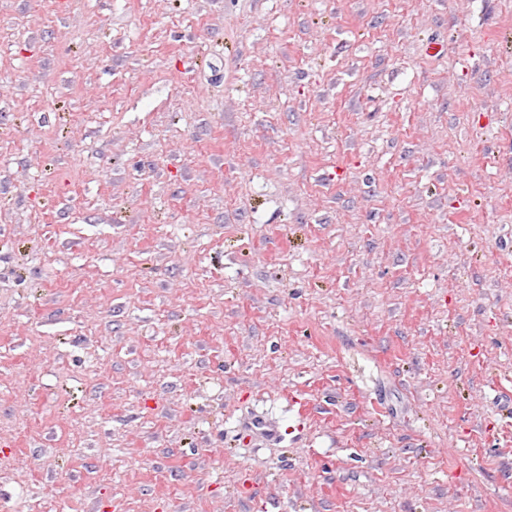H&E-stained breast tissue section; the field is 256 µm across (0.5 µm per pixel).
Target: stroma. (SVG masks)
I'll return each instance as SVG.
<instances>
[{
	"label": "stroma",
	"mask_w": 512,
	"mask_h": 512,
	"mask_svg": "<svg viewBox=\"0 0 512 512\" xmlns=\"http://www.w3.org/2000/svg\"><path fill=\"white\" fill-rule=\"evenodd\" d=\"M505 392L512 0H0V512H512Z\"/></svg>",
	"instance_id": "1"
}]
</instances>
